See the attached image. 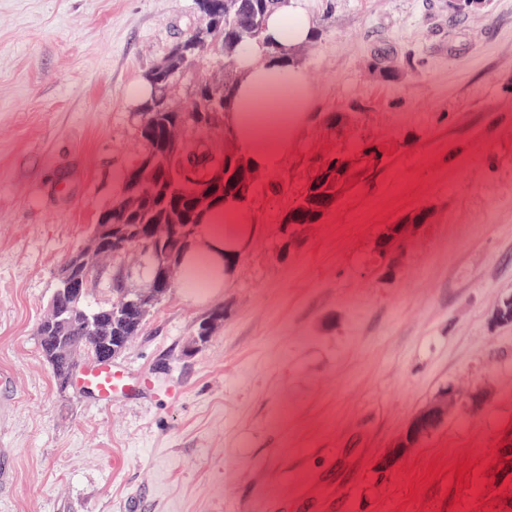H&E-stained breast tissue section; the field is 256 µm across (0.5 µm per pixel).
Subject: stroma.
<instances>
[{
  "label": "stroma",
  "mask_w": 512,
  "mask_h": 512,
  "mask_svg": "<svg viewBox=\"0 0 512 512\" xmlns=\"http://www.w3.org/2000/svg\"><path fill=\"white\" fill-rule=\"evenodd\" d=\"M315 116L250 196L256 233L224 289L172 288L112 360L104 406L58 390L36 340L60 268L142 150L134 92L200 23L195 0H0V512H499L512 431V0H307ZM380 58L400 76L382 82ZM360 99L397 149L281 256L314 156L355 147L326 113ZM387 268L379 243L420 210ZM147 287L99 269L91 305ZM224 321L193 353L200 320ZM448 416L390 468L429 404ZM472 468L457 479V464ZM439 471L427 476L428 468ZM417 496H410V487Z\"/></svg>",
  "instance_id": "35a3bbf8"
}]
</instances>
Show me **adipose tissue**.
Listing matches in <instances>:
<instances>
[{"label": "adipose tissue", "mask_w": 512, "mask_h": 512, "mask_svg": "<svg viewBox=\"0 0 512 512\" xmlns=\"http://www.w3.org/2000/svg\"><path fill=\"white\" fill-rule=\"evenodd\" d=\"M314 35L305 0H280L267 16L263 39L236 57L235 94L224 124L236 153L254 170L278 171L314 115V92L295 54ZM255 231L248 197L212 204L195 227L192 246L179 257L182 286L199 281L206 294L220 292L231 276L233 259Z\"/></svg>", "instance_id": "obj_1"}]
</instances>
